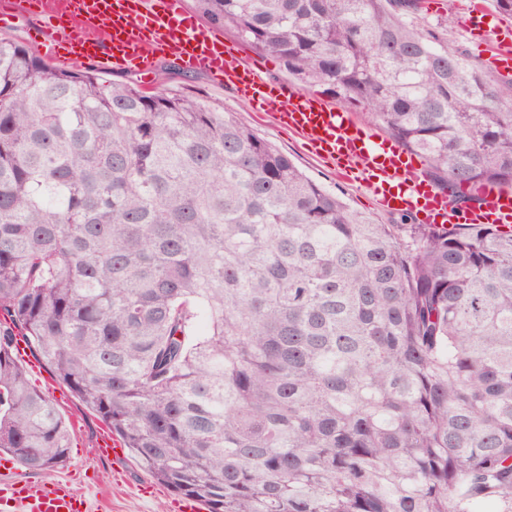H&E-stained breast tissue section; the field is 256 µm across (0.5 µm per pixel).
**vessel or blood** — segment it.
I'll return each mask as SVG.
<instances>
[{
  "instance_id": "obj_1",
  "label": "vessel or blood",
  "mask_w": 512,
  "mask_h": 512,
  "mask_svg": "<svg viewBox=\"0 0 512 512\" xmlns=\"http://www.w3.org/2000/svg\"><path fill=\"white\" fill-rule=\"evenodd\" d=\"M35 6L47 19L40 36L60 46L54 59L61 65L86 58L102 69L148 74L157 58L176 56L185 67L205 71L216 84L258 103L314 156L335 160L340 178L360 173L387 210L414 213L426 224L512 223V190L486 185L475 191L478 204H449L447 194L421 179L409 153L358 128L352 113L290 87L270 85L258 67L238 64L233 47L216 30L202 26L182 0H0V24L14 23ZM105 22L112 25L106 42L98 37ZM465 26L496 70L512 69V26L496 22L487 0H469ZM0 500L9 502L13 512H90L68 479L38 487L2 473Z\"/></svg>"
}]
</instances>
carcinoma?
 <instances>
[{"instance_id":"carcinoma-1","label":"carcinoma","mask_w":512,"mask_h":512,"mask_svg":"<svg viewBox=\"0 0 512 512\" xmlns=\"http://www.w3.org/2000/svg\"><path fill=\"white\" fill-rule=\"evenodd\" d=\"M455 202L512 189V77L419 0H198ZM375 224L250 128L0 38V451L68 461L18 338L207 512L512 502V225ZM208 320L210 332L197 324Z\"/></svg>"}]
</instances>
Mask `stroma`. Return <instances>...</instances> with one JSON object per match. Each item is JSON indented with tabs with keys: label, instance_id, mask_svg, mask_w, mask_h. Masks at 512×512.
<instances>
[{
	"label": "stroma",
	"instance_id": "1",
	"mask_svg": "<svg viewBox=\"0 0 512 512\" xmlns=\"http://www.w3.org/2000/svg\"><path fill=\"white\" fill-rule=\"evenodd\" d=\"M466 7L467 0H434L431 7L420 9L418 18L426 24L448 21L449 42L480 65L484 62L485 54L470 40L464 28ZM221 34L225 42L236 47L239 60L261 67L262 75L269 84L288 83L289 77L276 59L253 49L232 29H222ZM102 77L108 81L139 80L146 87L178 93L224 111L288 155L299 170L338 196L353 214L378 224H396L400 221L399 214L378 207L361 183L341 180L332 164L314 157L287 127L259 122V108L255 103L234 90L215 84L205 72L184 69L171 79L157 68L144 79L134 71L113 69L103 72ZM29 380L46 393L65 420L74 422L69 459L66 466L58 469L31 471L18 464L11 455H0V472H11L17 479L39 485L66 476L69 470H82L88 473L89 478L84 482L75 481L74 489L88 498L91 512H173L176 494L155 483L139 467L133 455H125L124 459L118 461L92 455L91 450L102 428L100 420L65 385L56 381L46 366H39L36 373L30 374Z\"/></svg>",
	"mask_w": 512,
	"mask_h": 512
}]
</instances>
